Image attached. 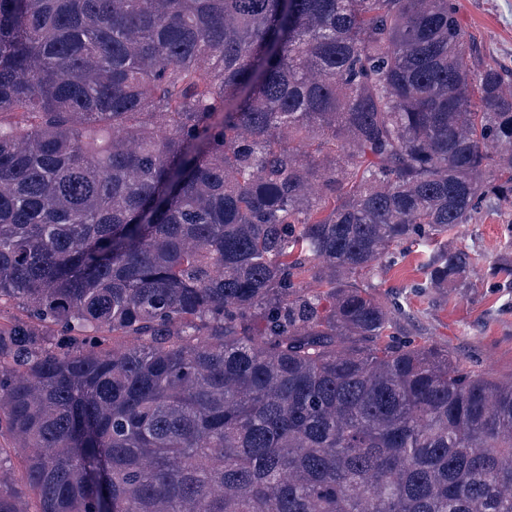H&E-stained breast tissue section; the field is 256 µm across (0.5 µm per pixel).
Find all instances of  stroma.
Segmentation results:
<instances>
[{"mask_svg": "<svg viewBox=\"0 0 512 512\" xmlns=\"http://www.w3.org/2000/svg\"><path fill=\"white\" fill-rule=\"evenodd\" d=\"M462 24L485 59L512 68V0H458ZM449 245L468 250L469 287L451 293L421 289L426 279L417 245L401 246L394 266L374 278L395 304L402 335L447 349L483 376L512 378V224L483 215L460 227Z\"/></svg>", "mask_w": 512, "mask_h": 512, "instance_id": "1", "label": "stroma"}]
</instances>
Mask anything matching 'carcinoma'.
I'll list each match as a JSON object with an SVG mask.
<instances>
[{
  "label": "carcinoma",
  "instance_id": "1",
  "mask_svg": "<svg viewBox=\"0 0 512 512\" xmlns=\"http://www.w3.org/2000/svg\"><path fill=\"white\" fill-rule=\"evenodd\" d=\"M511 209L457 0H0V512H512V380L358 283Z\"/></svg>",
  "mask_w": 512,
  "mask_h": 512
}]
</instances>
